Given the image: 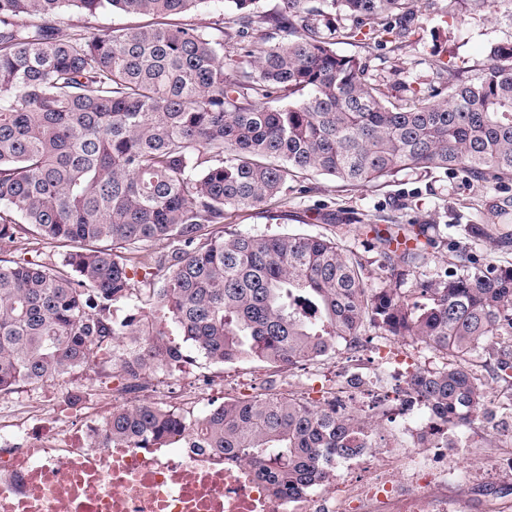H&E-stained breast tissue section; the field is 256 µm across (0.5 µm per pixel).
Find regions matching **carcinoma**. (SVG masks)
Masks as SVG:
<instances>
[{"label":"carcinoma","mask_w":512,"mask_h":512,"mask_svg":"<svg viewBox=\"0 0 512 512\" xmlns=\"http://www.w3.org/2000/svg\"><path fill=\"white\" fill-rule=\"evenodd\" d=\"M209 31L179 22L202 0H0V240L35 233L65 247L62 267L0 259V394L42 387L99 362L126 390L189 363L164 325L213 364L293 368L358 341L369 324L445 359L407 395L465 432L495 419L475 360L487 356L512 411V262L457 264L405 287L437 224L373 231L390 279L370 288L361 259L333 236H252L224 225L239 210L270 218L297 179L377 187L405 171L453 170L512 182V47L465 77L438 60L448 95L411 90L395 103L336 34L402 46L413 0H227ZM504 0H448L457 15L507 14ZM147 19L59 35L65 8ZM272 33L243 41L254 24ZM223 225L222 233L202 229ZM469 235L492 247L479 224ZM163 273L151 315L118 317L138 270ZM377 421L292 392L226 398L197 417L142 403L112 410L103 443L201 448L271 470L301 497L373 436Z\"/></svg>","instance_id":"carcinoma-1"}]
</instances>
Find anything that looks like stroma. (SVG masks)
<instances>
[{
	"instance_id": "obj_1",
	"label": "stroma",
	"mask_w": 512,
	"mask_h": 512,
	"mask_svg": "<svg viewBox=\"0 0 512 512\" xmlns=\"http://www.w3.org/2000/svg\"><path fill=\"white\" fill-rule=\"evenodd\" d=\"M446 5L447 0H414V29L402 48L384 42L367 51L360 44L343 40L337 41L335 48L345 55L365 56L374 78L394 94H401L410 82L425 90L442 89L443 83L431 66L433 60L471 75L490 62L494 47L512 44V21L484 12L455 18L448 16ZM137 23V17L117 11L89 15L68 10L55 25L64 35L76 28L91 31ZM510 196L512 182L478 184L444 170L404 172L379 187H346L333 178L314 176L296 183L278 220L242 211L233 214L230 222L236 231L254 236L340 235L343 245L362 259L368 284L376 288L387 273L380 268V249L373 234L367 233V225H445L448 244L430 250L417 268L421 275L443 273L452 256L459 253L470 254L481 264L494 258L512 262V245L493 251L487 242L473 240L464 231L468 224L485 225L493 234L503 226L512 230V210L505 214L496 210L498 199ZM62 253L58 245L29 235L17 243L0 241L2 259L57 263ZM375 336L373 328H365L359 338L360 349L341 346L322 360L283 370L259 361L212 364L196 353L175 377L155 375L148 388L130 394L120 390L111 368L94 364L45 387H24L0 395V415L19 420V433L30 435L38 431L41 413L56 409L60 412L57 429L75 436L87 420L104 424L113 407L123 404L164 402L201 416L224 398L245 389L264 388L273 381L287 384L289 391L316 402L336 381L353 376L362 383L352 402L354 411L364 412L378 401L389 405L392 420L379 426L378 432L387 443L399 446L397 464L423 460L430 451L417 447L407 428L424 410L401 409L399 398L405 382L400 372L435 367L442 360L424 343L411 339L396 342L392 353L379 354ZM511 457L512 444L494 440L491 426L462 436L449 432L448 480L437 486L438 492L448 496V512H512V467L507 464Z\"/></svg>"
}]
</instances>
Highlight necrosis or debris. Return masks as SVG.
I'll return each instance as SVG.
<instances>
[{
  "mask_svg": "<svg viewBox=\"0 0 512 512\" xmlns=\"http://www.w3.org/2000/svg\"><path fill=\"white\" fill-rule=\"evenodd\" d=\"M55 429L35 442L0 426V512H448L435 486L447 457L396 476L394 459L367 443L361 479L301 499L274 493L250 465L193 448L95 447Z\"/></svg>",
  "mask_w": 512,
  "mask_h": 512,
  "instance_id": "4bbe7bcc",
  "label": "necrosis or debris"
}]
</instances>
